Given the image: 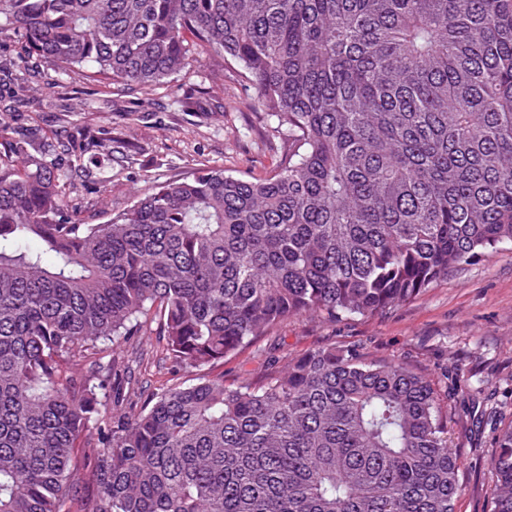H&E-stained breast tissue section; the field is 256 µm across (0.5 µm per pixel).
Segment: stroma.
<instances>
[{
    "label": "stroma",
    "instance_id": "1",
    "mask_svg": "<svg viewBox=\"0 0 512 512\" xmlns=\"http://www.w3.org/2000/svg\"><path fill=\"white\" fill-rule=\"evenodd\" d=\"M19 50L14 39L0 40V57L14 61V75L29 85L23 101L0 98V118L10 140L39 146L56 164L84 223H107L156 183L206 166L246 179L265 176L287 149L259 113L240 107L253 88L225 77L217 60L204 59L150 93L119 94L107 82L61 75L35 60L18 62ZM49 77L55 88H47ZM131 110L137 120H128ZM116 131L131 147L119 164L98 146ZM330 345L406 361L436 380L460 375L466 391L449 398L447 412L448 445L461 465L455 512H486L496 480V434L492 426L476 427L470 395L495 392L499 419L512 423V400L503 395L512 388V249L478 258L380 315L291 318L225 359L224 381L262 375L270 365Z\"/></svg>",
    "mask_w": 512,
    "mask_h": 512
}]
</instances>
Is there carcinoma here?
<instances>
[{
  "instance_id": "carcinoma-1",
  "label": "carcinoma",
  "mask_w": 512,
  "mask_h": 512,
  "mask_svg": "<svg viewBox=\"0 0 512 512\" xmlns=\"http://www.w3.org/2000/svg\"><path fill=\"white\" fill-rule=\"evenodd\" d=\"M63 75L147 93L214 53L288 130L83 224L26 142L0 154V512H455L435 383L323 347L257 379L125 392L157 324L176 371L291 317L377 315L512 246V0H0ZM108 356L107 375L96 356ZM489 512H512V424Z\"/></svg>"
}]
</instances>
